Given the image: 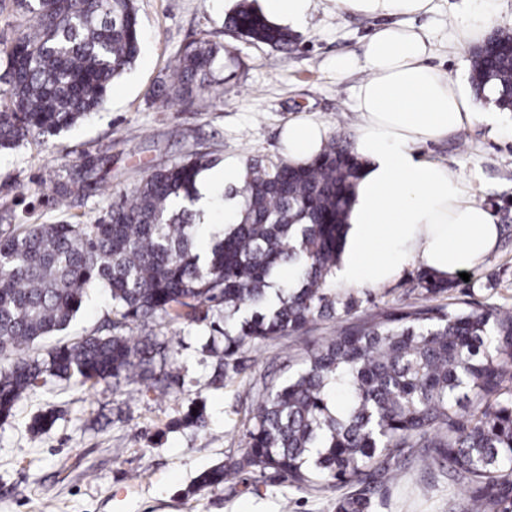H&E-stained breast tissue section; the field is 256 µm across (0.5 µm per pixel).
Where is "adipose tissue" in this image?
Returning a JSON list of instances; mask_svg holds the SVG:
<instances>
[{
	"label": "adipose tissue",
	"mask_w": 512,
	"mask_h": 512,
	"mask_svg": "<svg viewBox=\"0 0 512 512\" xmlns=\"http://www.w3.org/2000/svg\"><path fill=\"white\" fill-rule=\"evenodd\" d=\"M339 9L389 17L361 53L337 57L336 72H363L356 91L360 121L353 147L365 162L348 212L340 260L347 286L378 287L418 267L442 280L482 265L497 245L495 215L478 203L459 171L426 159L419 145L460 132L480 116L478 103L445 71L430 65L433 45L413 23L433 0H336ZM329 139L315 119L289 122L287 158L306 161Z\"/></svg>",
	"instance_id": "1"
}]
</instances>
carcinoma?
Segmentation results:
<instances>
[{
  "label": "carcinoma",
  "mask_w": 512,
  "mask_h": 512,
  "mask_svg": "<svg viewBox=\"0 0 512 512\" xmlns=\"http://www.w3.org/2000/svg\"><path fill=\"white\" fill-rule=\"evenodd\" d=\"M29 17L0 53V153L48 138L98 111L112 82L135 64L141 29L135 0H0V15ZM227 24L272 47L288 29L241 0ZM471 53L477 96L495 91L512 110V61L490 43ZM226 48L201 36L177 53L159 92L188 111L218 83ZM216 160L198 153L155 167L92 224H0V419L48 382L95 386L164 382L172 342L86 334L46 356L26 349L66 331L88 290L112 301L116 328L142 318L224 321V369L245 346L300 333L318 319L358 308L353 294L327 286L342 248L351 193L364 162L352 143L330 138L311 162L249 158L227 229L199 246L197 178ZM88 157L55 175L53 200L77 202L97 181ZM421 301L363 314L309 348L279 382L252 386L246 451L202 471L197 488L216 489L243 473L274 471L298 490L325 491L397 475L408 460L471 489L450 512H512V309H475L448 299L443 281L418 275ZM197 412H192V409ZM207 426L205 402L174 422ZM359 492L336 512H368Z\"/></svg>",
  "instance_id": "cac0c4a2"
}]
</instances>
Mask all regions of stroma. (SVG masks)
<instances>
[{
    "label": "stroma",
    "mask_w": 512,
    "mask_h": 512,
    "mask_svg": "<svg viewBox=\"0 0 512 512\" xmlns=\"http://www.w3.org/2000/svg\"><path fill=\"white\" fill-rule=\"evenodd\" d=\"M240 0H137L141 53L115 80L103 108L89 119L45 140L0 156V204L25 195L32 205L25 224L89 223L115 192L132 189L157 166L191 152L222 161L257 156L277 160L289 121L324 122L330 135L353 137L358 75L340 77L330 62L357 51L379 21L343 13L334 0H316L304 26L292 28V44L275 48L240 36L225 24ZM487 15L512 30V0H434L430 14L415 19L434 41L430 63L461 82L470 77L471 46L448 43V28L465 16ZM207 34L226 46L224 83L200 96L193 110L152 98L181 46ZM484 117L457 134L420 146L423 156L461 172L475 198L501 226L497 247L469 280L455 278L452 296L481 307L512 308V112L482 101ZM101 157V180L81 203L65 209L47 203L51 176L84 155ZM417 268L380 288H354L361 310L381 312L414 302ZM348 316L319 320L302 333L246 349L236 370L221 374L204 344L211 321L154 318L132 323V337L155 335L180 342L168 363L176 377L165 395L140 394L137 386L103 382L95 387L53 382L0 420V512H336L337 492L301 491L274 473L259 485L240 482L191 493L204 469L245 450L250 383L279 376L308 347L346 325ZM205 401L209 426L172 428L192 402ZM55 422L38 437L27 426L40 413ZM442 475L416 464L400 482L370 485L371 512H448L464 496Z\"/></svg>",
    "instance_id": "obj_1"
}]
</instances>
